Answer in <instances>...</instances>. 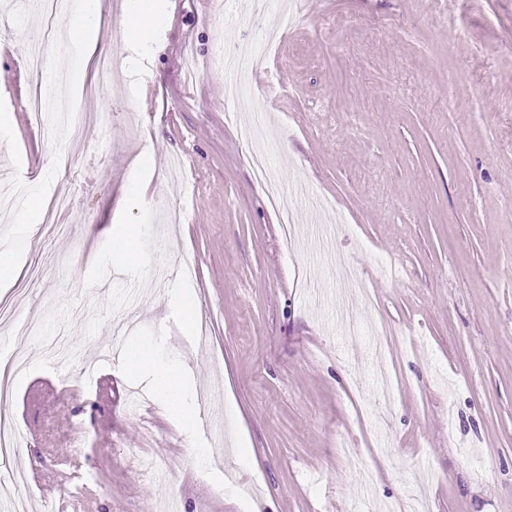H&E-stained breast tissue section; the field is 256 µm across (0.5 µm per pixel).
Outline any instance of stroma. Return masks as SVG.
<instances>
[{
  "instance_id": "stroma-1",
  "label": "stroma",
  "mask_w": 512,
  "mask_h": 512,
  "mask_svg": "<svg viewBox=\"0 0 512 512\" xmlns=\"http://www.w3.org/2000/svg\"><path fill=\"white\" fill-rule=\"evenodd\" d=\"M251 9L163 0L150 53L94 97L95 67L64 81L54 46L43 83L90 115L72 140L51 115L19 130L46 22L0 0V239L27 240L0 297L22 279L16 313L38 324L0 323V352L30 360L10 405L24 438L0 458L29 483L0 485V507L377 512L410 491L429 512H512V0H271L282 41L234 99L216 57L259 41ZM98 11L96 57L130 0ZM258 97L299 214L288 244L243 159ZM58 192L66 235L18 227L30 196ZM116 224L145 227L133 265L109 256ZM336 251L369 298L336 280ZM177 288L206 350L167 306ZM160 339L200 393L192 441L123 359Z\"/></svg>"
}]
</instances>
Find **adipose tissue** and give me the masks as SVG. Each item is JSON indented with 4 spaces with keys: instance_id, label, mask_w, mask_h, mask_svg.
<instances>
[{
    "instance_id": "obj_1",
    "label": "adipose tissue",
    "mask_w": 512,
    "mask_h": 512,
    "mask_svg": "<svg viewBox=\"0 0 512 512\" xmlns=\"http://www.w3.org/2000/svg\"><path fill=\"white\" fill-rule=\"evenodd\" d=\"M94 0H80L79 21L69 23L66 37L70 52L75 58H83L96 42ZM158 11L150 0H134L126 31V46L131 52L144 50L147 38L156 27ZM158 346L138 347L130 350L127 361L136 368L148 370L154 375V391L166 413L173 416L185 434H193L199 421L187 387L181 380L176 366L160 360Z\"/></svg>"
}]
</instances>
